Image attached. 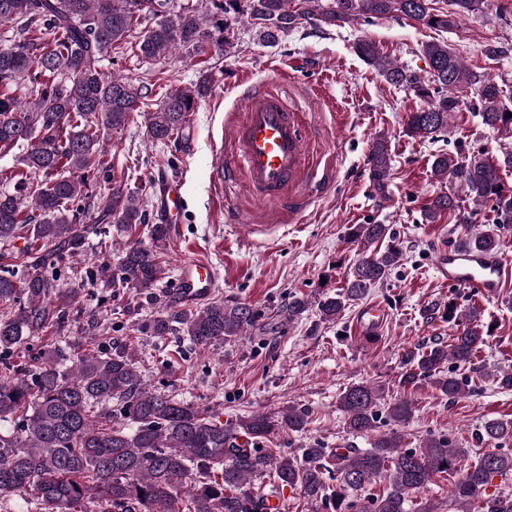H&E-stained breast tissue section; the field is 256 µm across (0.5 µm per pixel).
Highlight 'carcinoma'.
<instances>
[{
    "instance_id": "cac0c4a2",
    "label": "carcinoma",
    "mask_w": 512,
    "mask_h": 512,
    "mask_svg": "<svg viewBox=\"0 0 512 512\" xmlns=\"http://www.w3.org/2000/svg\"><path fill=\"white\" fill-rule=\"evenodd\" d=\"M210 0L202 12L195 6L173 11L171 0H0V24H18L16 36H0V149L27 144L19 177L0 185V243L32 238L43 246L10 252L11 269L0 275V303L11 307L0 317V512H11V499L22 496L26 512H269L266 495L254 481L271 477L277 487L300 488L303 496L323 502L332 512H406L408 495L457 472L469 449L447 434L431 435L417 448H407L397 432L377 433L382 420L405 424L412 403L384 401V390L354 384L339 396L348 431L372 434L369 448L300 449L288 457L259 443L281 432L300 433L309 411L290 406L275 414L255 413L235 422L145 384L134 351L122 344L73 353L51 347L31 361L19 355L32 350L36 334L51 323L66 329L77 293L55 284L54 270L65 254L83 248L84 240L111 224L119 237L145 224L143 203L134 191L115 183L93 198L91 183L110 166L105 132L121 130L138 112L152 143L181 145L189 117L211 95L212 80L165 93L153 111L145 110L153 90L108 75L104 56L129 44L135 22L153 17L156 24L136 37L146 60L159 61L183 47L192 54L205 47L229 44L235 22L258 28L276 43L310 16L341 27L360 16L405 19L427 28L453 26L479 7V0ZM357 55L393 86L408 87L426 107L408 115L406 132L434 138L450 129L458 110L457 93L477 86L483 125L512 128V111L497 82L481 79L448 48L429 43L425 54L430 82L448 91L439 99L414 72L383 54L376 43L361 39ZM25 94L16 95L18 87ZM373 180L380 187L390 178L391 158L385 140L375 141L369 158ZM435 176L454 181L456 191L439 193L424 210L435 222L454 215L459 195L478 208L493 202L496 227H512V190L502 186L499 165L463 148L434 156ZM90 209L95 224L80 223ZM149 242L123 243L112 268V287L147 292L162 273L157 249L170 238L169 225L148 227ZM352 242L358 259L335 293L315 301L302 294L288 300L283 313L292 321L315 305L321 319L332 321L351 304L385 282L403 257L385 224H355ZM462 247L498 251L500 235L464 226ZM429 314L459 327L448 345L433 343L403 356L399 386L427 379L452 401L489 378L497 388L512 391V368L487 370L474 357L489 327L481 312H459L453 300L436 303ZM264 319L258 309L236 301L217 300L198 310L161 314L149 325L154 336L178 331L202 349L234 341ZM493 447L463 468L452 484L458 512L481 501V512H512V493L486 494L493 477L512 471V454L495 448L512 439V421L489 420L478 433ZM336 474V488L327 476ZM387 480L382 494L357 506L354 497L376 479Z\"/></svg>"
}]
</instances>
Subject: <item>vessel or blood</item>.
<instances>
[{
  "label": "vessel or blood",
  "mask_w": 512,
  "mask_h": 512,
  "mask_svg": "<svg viewBox=\"0 0 512 512\" xmlns=\"http://www.w3.org/2000/svg\"><path fill=\"white\" fill-rule=\"evenodd\" d=\"M244 119L229 132L234 163L216 160L215 173L232 182L244 172L257 199L278 197L285 186L305 191L319 189L320 182L306 154L303 122L297 109L286 106L271 92L258 93L244 101ZM182 187L176 180L158 177L152 196L154 219L159 224H175L182 207ZM438 279L451 287L464 288L472 297L499 298L507 269L499 255L457 246L440 249L434 261ZM218 272L200 259L183 261L170 296L172 303L193 305L205 300L218 286ZM380 308L366 307L353 332L360 337L376 333Z\"/></svg>",
  "instance_id": "b4317fda"
}]
</instances>
